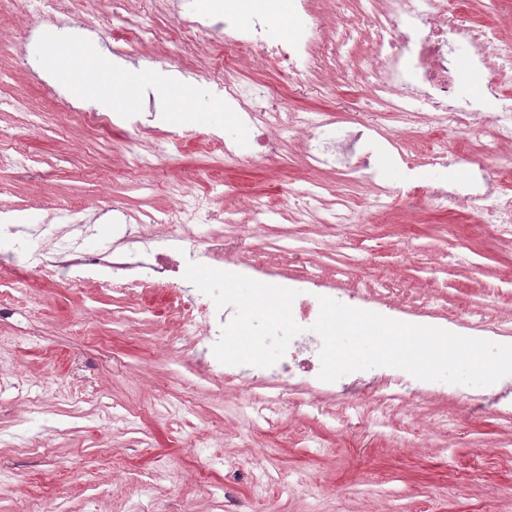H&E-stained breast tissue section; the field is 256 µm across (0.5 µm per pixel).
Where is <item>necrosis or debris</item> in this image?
<instances>
[{
	"instance_id": "obj_1",
	"label": "necrosis or debris",
	"mask_w": 512,
	"mask_h": 512,
	"mask_svg": "<svg viewBox=\"0 0 512 512\" xmlns=\"http://www.w3.org/2000/svg\"><path fill=\"white\" fill-rule=\"evenodd\" d=\"M293 2V14L308 34L306 40L298 42L281 39L270 16L264 13L247 28L239 27L231 17L217 27L201 17L181 15L177 0H170L168 8L175 16L174 34L168 39L170 49L178 55L185 53L204 36L213 52L231 55L246 51L259 61L274 63L295 82H316L327 66L329 45L334 39L323 26L330 0ZM112 7L121 13L112 33L115 57L135 56L140 45L155 40L153 31L124 16L126 0H113ZM367 38L375 49L369 66L377 84L390 95L386 118L381 120L372 114L336 132L332 129L333 116L322 112L292 108L270 115L252 112L248 118L258 131L256 156L270 159L281 153L284 145L275 129L285 125L306 140L313 163L333 166L340 172L354 173L364 167L365 158L358 147L366 138H381L400 153L407 136L417 132L427 143L425 164L444 165L454 155L435 139V132L450 129L464 133L477 126L486 130L490 140L480 155L471 158L466 180L426 188L410 174L402 193L437 212L473 211L485 223L494 225L498 235L512 238V193L501 188L494 166L495 159L512 155V39L503 38L496 29L468 24L459 12L458 0H380ZM208 83L213 93L223 95L230 104L246 106L269 92L266 85L243 83L229 69L212 71ZM210 216V197L205 193L182 195L168 212V223L180 229L184 255L191 257L199 251L217 266H237L247 273L272 271L280 257L278 250L252 245L253 235L244 227L230 233L214 232L198 240L194 230ZM143 237L142 231L125 229L119 247L95 258L64 242L35 249L34 256L48 275L65 270L83 280L91 271L110 270L113 287L123 292L131 291L144 276L177 280L179 263L168 254H155L149 262L135 260L132 246ZM287 280L288 304L295 311L287 333L254 322L247 328L262 342L285 343L282 357L253 369V378L273 381L275 387L292 392L306 381L315 387L321 384L313 371L322 340L312 329L319 316L320 297L330 294L354 307L367 300L369 285L364 279L350 277L339 292L332 294L303 265L288 274ZM240 306L234 295L221 288L208 290L203 296L186 294L178 317L186 335L193 338V351L204 355L220 345L225 330L234 325L232 312ZM446 327L464 336L472 331L484 332L492 342L512 345L511 308L492 319L467 310L460 317H448ZM365 383L362 376L341 383V399L369 408L392 401L405 410L417 406L426 390L424 381L403 375L395 376L393 389L381 395L368 390ZM454 394L462 398L466 414L478 413L490 405L500 418L512 419L511 377L475 393L458 388Z\"/></svg>"
}]
</instances>
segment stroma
<instances>
[{
  "mask_svg": "<svg viewBox=\"0 0 512 512\" xmlns=\"http://www.w3.org/2000/svg\"><path fill=\"white\" fill-rule=\"evenodd\" d=\"M29 37L37 57L26 68L14 55ZM52 42L108 49L111 8L64 25L0 6V215L20 237L71 240L95 255L111 248L113 223L139 222L151 240L145 261L179 249L176 227L160 217L184 187L211 196V229L225 218L249 224L257 242L281 250L284 268L302 248L324 283L350 269L430 289L441 312L493 315L504 305L512 241L469 213L398 196L369 215L366 189L311 171L301 137L287 130L285 151L270 161L210 150V137H230L239 123L207 89L206 48L184 58L167 54L166 42L145 45L130 63L152 84L118 111L123 123L102 131L68 107L112 114L111 92L82 94L84 71L50 79ZM238 72L277 88L257 101L262 112L323 109L343 126L382 109L366 81L335 71L324 87H300L243 54ZM15 101L33 102L40 117L28 122ZM136 155L151 168L132 171ZM275 186L283 205L263 210ZM347 199L366 216L330 236L326 221ZM0 280V512H512V423L461 414L448 383L383 424L377 410L311 389L306 404L287 394L261 416L241 399L264 388L225 384L224 351L190 353L178 290L149 279L129 295L64 271L45 280L27 255L6 252ZM428 422L433 433L420 435Z\"/></svg>",
  "mask_w": 512,
  "mask_h": 512,
  "instance_id": "stroma-1",
  "label": "stroma"
}]
</instances>
